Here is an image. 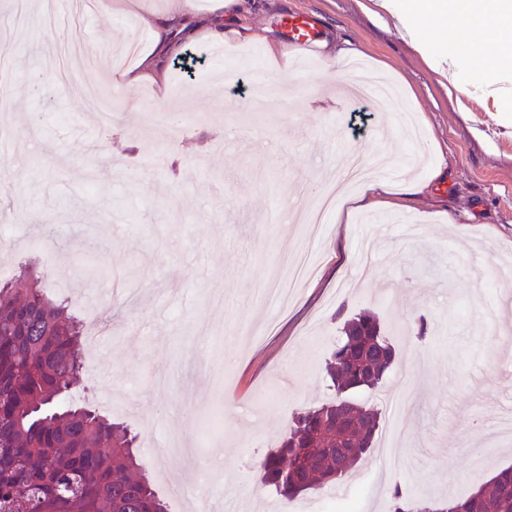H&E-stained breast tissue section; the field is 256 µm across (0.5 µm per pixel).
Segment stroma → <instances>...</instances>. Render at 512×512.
Returning a JSON list of instances; mask_svg holds the SVG:
<instances>
[{
  "instance_id": "stroma-1",
  "label": "stroma",
  "mask_w": 512,
  "mask_h": 512,
  "mask_svg": "<svg viewBox=\"0 0 512 512\" xmlns=\"http://www.w3.org/2000/svg\"><path fill=\"white\" fill-rule=\"evenodd\" d=\"M172 3L95 7L50 30L35 2L21 13L0 0V47L11 54L0 136L13 147L0 155V269L18 274L36 241L55 238L35 252L47 287L78 315L102 314L74 401L99 410L113 400L108 415L137 434L149 475L191 486L204 476L240 512H277L255 461L296 409L330 399L323 367L340 337L337 309H367L399 351L386 388L409 399L400 412L383 408L380 430L397 438L405 466L378 468L377 445L356 468L369 482L362 512H389L390 479L418 499L466 496L512 465V434L490 431L512 411V79L475 65L440 75L394 23L374 21V0H260L236 24L278 48L283 15L309 13L321 26V46L293 51L295 108L280 109L278 73L246 43L215 56L199 38L182 48L199 59L193 76L172 59L167 86L115 83L111 52L151 49L140 20ZM63 42L97 61L72 59L62 96L47 58ZM327 42L398 81L431 161L413 175L420 194L370 224L347 195L313 240L275 212L311 204L351 154L411 156L378 106L343 101ZM91 87L118 107L107 129L85 104ZM168 111L181 124L165 139L154 124ZM156 152L167 156L158 172L147 166ZM297 249L311 251L315 276L288 311L258 308L282 253ZM419 315L431 324L421 340L408 327Z\"/></svg>"
}]
</instances>
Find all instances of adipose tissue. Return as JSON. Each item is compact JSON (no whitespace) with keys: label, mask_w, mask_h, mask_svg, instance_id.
<instances>
[{"label":"adipose tissue","mask_w":512,"mask_h":512,"mask_svg":"<svg viewBox=\"0 0 512 512\" xmlns=\"http://www.w3.org/2000/svg\"><path fill=\"white\" fill-rule=\"evenodd\" d=\"M252 4L253 0H215L218 15L212 20L179 7L156 19L144 18L154 49L141 55L133 68L120 72L121 83L165 85L164 59L179 49L174 32L190 36L200 30L212 42L224 44L253 39L255 33L250 28L234 25L239 14L249 11ZM377 5L401 24L418 19L431 33L454 32L447 53L452 62L476 58L484 70L502 78L512 71V0H377ZM462 26L485 29L489 38L483 44H473L459 34Z\"/></svg>","instance_id":"ef3b65f1"}]
</instances>
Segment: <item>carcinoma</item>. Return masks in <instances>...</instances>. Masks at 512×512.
Returning a JSON list of instances; mask_svg holds the SVG:
<instances>
[{
    "label": "carcinoma",
    "instance_id": "obj_1",
    "mask_svg": "<svg viewBox=\"0 0 512 512\" xmlns=\"http://www.w3.org/2000/svg\"><path fill=\"white\" fill-rule=\"evenodd\" d=\"M85 332L36 274L0 283V512H168L137 462L135 437L70 406ZM341 333L326 363L335 395L296 410L255 465L260 483L287 501L342 482L350 471L336 470V447L352 468L379 430L381 412L354 394L378 387L395 346L369 311L346 316ZM338 417L347 421L339 432ZM391 501L392 512H512V466L460 500H417L396 483Z\"/></svg>",
    "mask_w": 512,
    "mask_h": 512
}]
</instances>
